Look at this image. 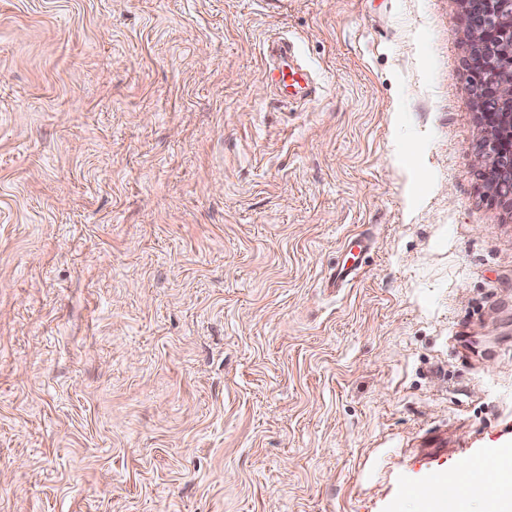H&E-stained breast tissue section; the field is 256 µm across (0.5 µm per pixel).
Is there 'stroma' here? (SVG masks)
<instances>
[{"instance_id": "stroma-1", "label": "stroma", "mask_w": 512, "mask_h": 512, "mask_svg": "<svg viewBox=\"0 0 512 512\" xmlns=\"http://www.w3.org/2000/svg\"><path fill=\"white\" fill-rule=\"evenodd\" d=\"M467 56L458 0H0V512H426L512 455ZM290 56L289 45L287 43L281 44L276 50V60L267 65V77L270 75L273 77L277 72L284 89L290 87L293 89L292 94L294 96L307 97L314 91L313 80L303 67L295 68L289 64ZM287 79L292 82L288 84Z\"/></svg>"}]
</instances>
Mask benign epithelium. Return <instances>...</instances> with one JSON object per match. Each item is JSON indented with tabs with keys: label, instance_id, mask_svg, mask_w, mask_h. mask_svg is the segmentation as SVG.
<instances>
[{
	"label": "benign epithelium",
	"instance_id": "7a95c632",
	"mask_svg": "<svg viewBox=\"0 0 512 512\" xmlns=\"http://www.w3.org/2000/svg\"><path fill=\"white\" fill-rule=\"evenodd\" d=\"M469 31L463 92L486 136L477 153L491 193L512 209V0H458Z\"/></svg>",
	"mask_w": 512,
	"mask_h": 512
}]
</instances>
